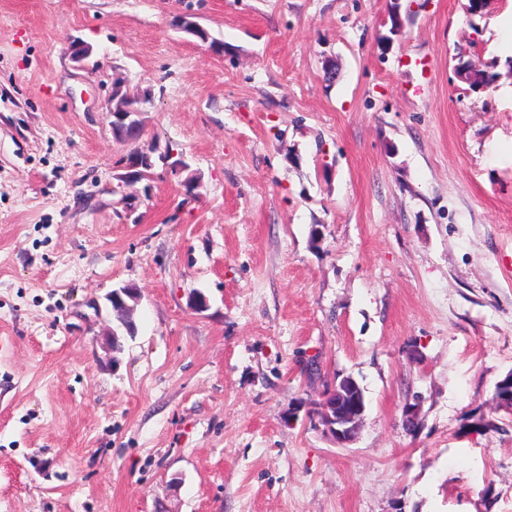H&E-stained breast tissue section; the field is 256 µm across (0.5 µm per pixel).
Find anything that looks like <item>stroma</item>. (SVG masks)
<instances>
[{
    "label": "stroma",
    "instance_id": "1",
    "mask_svg": "<svg viewBox=\"0 0 512 512\" xmlns=\"http://www.w3.org/2000/svg\"><path fill=\"white\" fill-rule=\"evenodd\" d=\"M468 4L0 0V512H512V0ZM117 78L195 198L116 215ZM149 93L150 92H143L142 94H136V95L132 94L131 95L127 90H124L123 84H121L119 82H114L112 84V97L109 102L108 118L111 119L109 121V124L111 126L114 138L125 137V133H124V130L123 131L118 130L117 133L114 132L115 126L112 124V117H117L118 118L117 121H119L120 123H124L130 119V116L134 113V111L128 110V112H118L119 114H117V112H114L112 110V101H113V106H115V107H117L119 104H122L125 106L137 107L141 112H145L147 106L152 105L151 97L148 96ZM137 95L142 97V98H139L141 101H139L137 99H133V100L129 99L130 96L136 97ZM118 115L120 116V119H119ZM357 388L353 378L343 377L313 403V416L318 417L338 444L352 442L359 432L366 406L356 393Z\"/></svg>",
    "mask_w": 512,
    "mask_h": 512
}]
</instances>
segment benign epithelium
I'll list each match as a JSON object with an SVG mask.
<instances>
[{
	"instance_id": "obj_1",
	"label": "benign epithelium",
	"mask_w": 512,
	"mask_h": 512,
	"mask_svg": "<svg viewBox=\"0 0 512 512\" xmlns=\"http://www.w3.org/2000/svg\"><path fill=\"white\" fill-rule=\"evenodd\" d=\"M500 384L509 388V392L496 394L495 400L501 410L512 414V372ZM357 388L356 381L346 376L313 403L312 414L339 444L352 442L359 432L366 406L356 393Z\"/></svg>"
}]
</instances>
